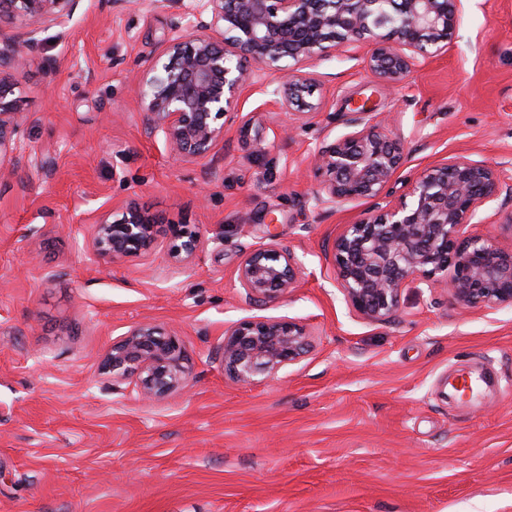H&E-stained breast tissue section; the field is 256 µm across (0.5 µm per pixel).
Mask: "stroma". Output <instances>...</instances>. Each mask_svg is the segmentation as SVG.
<instances>
[{
	"label": "stroma",
	"instance_id": "obj_1",
	"mask_svg": "<svg viewBox=\"0 0 512 512\" xmlns=\"http://www.w3.org/2000/svg\"><path fill=\"white\" fill-rule=\"evenodd\" d=\"M173 21L141 0H80L67 37L41 25L10 74L24 136L0 174V512H512V308L464 312L445 286L411 283L394 322L352 313L323 254L369 203L316 206L308 167L319 142L351 133L348 99L371 95V121L404 146L388 201L451 156L512 181V0H464L448 52L396 88L375 90L365 47H336L309 66L313 113L274 94L292 60L249 66L239 119L195 162L143 126L137 68ZM130 203L198 225L202 251L175 266L161 235L145 256L96 262L94 224ZM272 240L302 272L252 306L236 270ZM253 318L304 325L313 351L233 381L224 330ZM141 323L184 344L191 381L168 399L99 371Z\"/></svg>",
	"mask_w": 512,
	"mask_h": 512
}]
</instances>
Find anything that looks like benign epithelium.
Returning <instances> with one entry per match:
<instances>
[{
    "label": "benign epithelium",
    "mask_w": 512,
    "mask_h": 512,
    "mask_svg": "<svg viewBox=\"0 0 512 512\" xmlns=\"http://www.w3.org/2000/svg\"><path fill=\"white\" fill-rule=\"evenodd\" d=\"M80 0H0V18L22 27L0 36V171L23 137V96L4 72L23 67L39 47L38 27L50 23L65 38ZM462 0H200L177 15L165 51L137 72L148 133L185 161L206 157L224 138L226 121L238 117L246 63L270 65L291 59L303 66L339 45L370 40L364 64L380 86L403 83L421 57L448 51ZM313 74L286 73L277 88L288 106L312 111ZM357 130L313 150L311 165L324 176L314 191L321 205L369 199L372 209L344 226L325 261L336 272L349 309L375 323L400 309L401 290L417 279L428 288L444 284L462 309L512 308V249L490 236H467L470 224L502 213L512 184L482 161L452 156L410 179L408 198L385 205V189L404 162L401 140L366 119L372 98L353 102ZM157 221L134 205L119 219L94 225L91 252L117 264L151 250ZM169 257L188 264L202 247L194 224L165 228ZM301 265L271 241L249 251L237 269L245 297L274 303L295 287ZM314 348L305 326L281 319L241 320L224 330V373L239 383L271 376L299 363ZM101 371L128 382L145 399L165 397L189 383L181 340L148 323L112 343Z\"/></svg>",
    "instance_id": "obj_1"
}]
</instances>
